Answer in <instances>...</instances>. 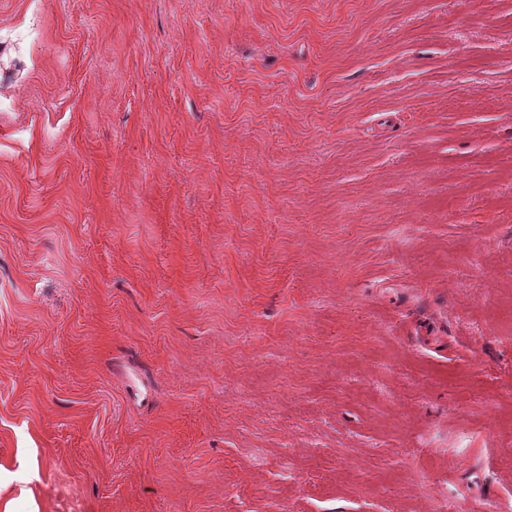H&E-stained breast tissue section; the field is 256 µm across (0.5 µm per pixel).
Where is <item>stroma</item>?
Returning <instances> with one entry per match:
<instances>
[{"instance_id": "stroma-1", "label": "stroma", "mask_w": 512, "mask_h": 512, "mask_svg": "<svg viewBox=\"0 0 512 512\" xmlns=\"http://www.w3.org/2000/svg\"><path fill=\"white\" fill-rule=\"evenodd\" d=\"M0 512L512 506V0H0Z\"/></svg>"}]
</instances>
